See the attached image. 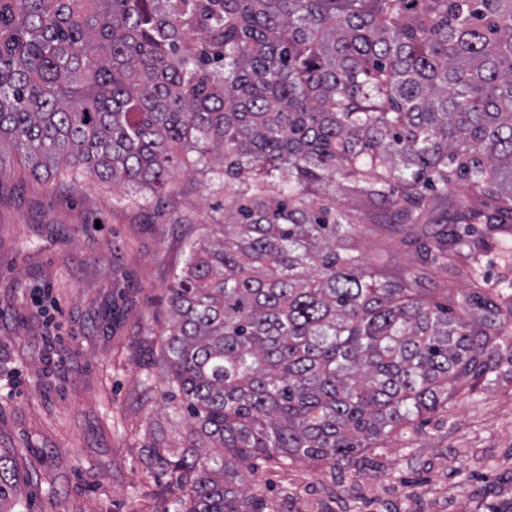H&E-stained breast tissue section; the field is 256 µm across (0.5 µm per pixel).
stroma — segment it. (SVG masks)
I'll use <instances>...</instances> for the list:
<instances>
[{
    "instance_id": "obj_1",
    "label": "stroma",
    "mask_w": 512,
    "mask_h": 512,
    "mask_svg": "<svg viewBox=\"0 0 512 512\" xmlns=\"http://www.w3.org/2000/svg\"><path fill=\"white\" fill-rule=\"evenodd\" d=\"M119 188L37 181L11 148L0 150V453L24 483L26 512H171L181 491L172 466L190 440L164 400L160 332L168 289L184 261L189 226L170 209L120 202ZM371 213L353 240L391 274L417 276L456 308L464 283L425 274L415 240L453 214L435 200L406 240ZM53 331L52 353L36 342ZM159 449L162 459L147 467ZM365 475L332 480L325 465L259 467L247 483L269 512H512V381L452 401L419 424L410 446L365 459Z\"/></svg>"
}]
</instances>
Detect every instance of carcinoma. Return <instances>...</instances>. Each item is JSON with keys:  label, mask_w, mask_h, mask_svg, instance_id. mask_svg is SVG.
I'll return each mask as SVG.
<instances>
[{"label": "carcinoma", "mask_w": 512, "mask_h": 512, "mask_svg": "<svg viewBox=\"0 0 512 512\" xmlns=\"http://www.w3.org/2000/svg\"><path fill=\"white\" fill-rule=\"evenodd\" d=\"M37 180L151 206L224 183L168 288L160 390L191 433L175 512H264L242 472L331 470L512 375V295L472 240L512 222V0H0V146ZM459 202L421 262L460 311L367 264L336 193ZM469 197L494 201L473 210ZM21 480L0 455V508ZM170 181L173 190L171 200L182 207L194 206L201 194L208 199V204L211 206H216V204L224 201V188L216 190L217 186H215L214 188L202 189L198 185L190 184L181 173L177 172L172 174Z\"/></svg>", "instance_id": "1"}]
</instances>
